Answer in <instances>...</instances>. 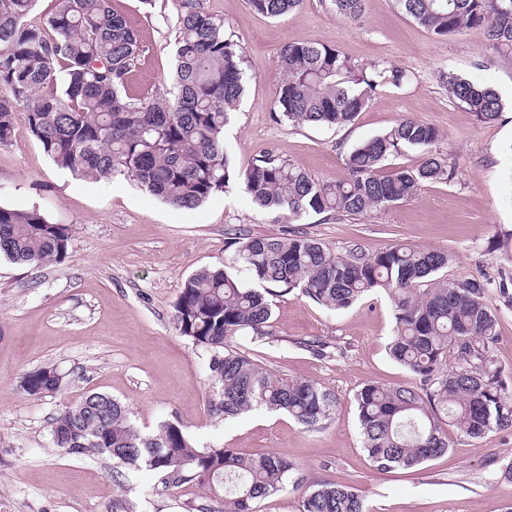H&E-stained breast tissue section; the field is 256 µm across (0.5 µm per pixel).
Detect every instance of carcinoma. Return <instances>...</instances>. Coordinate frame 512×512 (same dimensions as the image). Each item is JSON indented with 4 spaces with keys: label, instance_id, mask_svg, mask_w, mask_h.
Listing matches in <instances>:
<instances>
[{
    "label": "carcinoma",
    "instance_id": "cac0c4a2",
    "mask_svg": "<svg viewBox=\"0 0 512 512\" xmlns=\"http://www.w3.org/2000/svg\"><path fill=\"white\" fill-rule=\"evenodd\" d=\"M37 0H0V147L12 143L18 112L54 163L91 180L125 176L177 208L194 209L237 184L261 208L301 217L360 215L412 198L426 182L450 183L454 164L437 150L434 126L405 118L355 145L346 175L319 181L300 166L263 155L236 171L224 149V126L236 111L246 73L243 52L224 35V22L199 0H180L173 87L162 94L133 87L146 52L130 18L111 0H56L43 24L30 16ZM303 0H249L279 18ZM336 13L358 19L364 0H332ZM398 10L437 37L481 33L488 46L512 51V0H395ZM282 81L275 102L292 125L340 128L366 109L373 94L405 78L402 70H370L316 42L287 43L279 55ZM448 95L482 123L503 111L498 93L442 72ZM402 147L421 152L419 164L389 176L382 162ZM72 226L40 210L0 205V256L17 264L66 258ZM224 268L203 267L180 286L174 322L208 355V379L218 417L265 409L282 412L307 430L332 421L336 394L309 380H288L264 369L233 342L269 336L272 298L298 291L332 310L382 291L393 307V360L415 377L409 386L366 384L356 394L363 451L380 471L411 468L448 453L439 419L481 438L512 427V397L491 355L499 320L489 303L493 282L439 277L451 256L396 244L374 253L352 244L343 252L298 234L259 237L233 233ZM455 366L448 367V360ZM30 396L56 391L47 368L23 376ZM55 447L75 456L107 454L118 464L161 471L173 484L192 482L224 502V512L256 505L303 478L288 459L269 452L244 456L233 448L196 446L178 422L146 435L129 409L93 392L53 418ZM300 512H369L352 488L321 482L308 488Z\"/></svg>",
    "mask_w": 512,
    "mask_h": 512
}]
</instances>
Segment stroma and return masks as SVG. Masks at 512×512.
I'll list each match as a JSON object with an SVG mask.
<instances>
[{"label": "stroma", "instance_id": "obj_1", "mask_svg": "<svg viewBox=\"0 0 512 512\" xmlns=\"http://www.w3.org/2000/svg\"><path fill=\"white\" fill-rule=\"evenodd\" d=\"M200 3L223 20L226 36L245 58V94L224 128L235 169L269 153L333 181L344 177L352 147L412 117L443 133L439 149L456 163L458 177L424 184L413 198L360 216L292 218L258 207L237 186L186 210L125 177L93 181L60 168L18 126L11 145L0 147V204L39 207L52 222L71 225L73 239L68 256L51 265L0 258V512H112L118 501L133 512H197L204 502L211 512H222L221 500H204L195 486L173 487L156 471L56 448L52 418L89 392L128 405L143 432L177 420L198 446L275 452L296 464L303 484L263 500L258 512H299L307 486L323 481L356 488L370 512H507L512 481L501 478L500 470L512 462V428L470 438L447 424L446 455L387 473L370 466L357 391L369 383L414 382L388 355L395 320L385 294L339 311L296 292L280 295L273 299L270 336L235 340L265 369L335 391L334 418L317 431L278 412L212 416L208 357L180 335L173 307L192 273L227 263V237L236 228L261 237L301 233L336 251L354 243L369 251L405 243L450 253L442 277L511 280L512 52L489 48L477 32L437 39L400 13L394 0H366L356 21L338 15L332 0H304L298 11L276 19L254 11L248 0ZM114 4L147 47L138 83L169 90L177 0ZM307 41L335 48L362 66L401 68L407 79L383 87L340 129L278 121L279 51L286 43ZM444 70L495 89L504 102L498 120L478 122L452 100L438 81ZM490 300L499 318L492 355L512 394V302L495 293ZM307 339L324 344V355L304 348ZM44 366L63 374L61 388L43 397L27 395L22 376Z\"/></svg>", "mask_w": 512, "mask_h": 512}]
</instances>
